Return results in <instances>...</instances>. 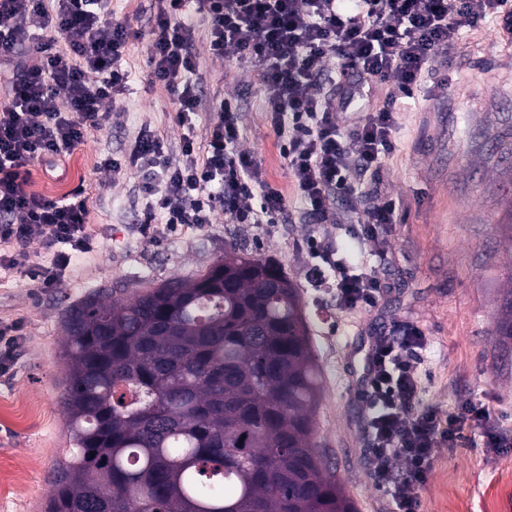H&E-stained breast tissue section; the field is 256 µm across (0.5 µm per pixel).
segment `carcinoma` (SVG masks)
Listing matches in <instances>:
<instances>
[{"instance_id": "carcinoma-1", "label": "carcinoma", "mask_w": 512, "mask_h": 512, "mask_svg": "<svg viewBox=\"0 0 512 512\" xmlns=\"http://www.w3.org/2000/svg\"><path fill=\"white\" fill-rule=\"evenodd\" d=\"M64 328L74 451L45 512H356L314 448L320 369L278 268L232 249Z\"/></svg>"}]
</instances>
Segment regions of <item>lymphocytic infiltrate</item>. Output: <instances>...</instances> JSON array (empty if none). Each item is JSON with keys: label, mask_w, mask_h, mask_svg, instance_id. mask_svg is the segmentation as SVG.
Returning a JSON list of instances; mask_svg holds the SVG:
<instances>
[{"label": "lymphocytic infiltrate", "mask_w": 512, "mask_h": 512, "mask_svg": "<svg viewBox=\"0 0 512 512\" xmlns=\"http://www.w3.org/2000/svg\"><path fill=\"white\" fill-rule=\"evenodd\" d=\"M111 0H0V269L28 268L39 287H53L78 255L89 253L88 209L68 197L30 188L32 167L71 154L88 129L112 122L109 102L128 87L126 47L136 33L111 18ZM493 21L512 37V0H158L147 32L146 76L172 96L180 123L206 104L194 81L203 57L251 64L264 90L270 126L309 223L307 252L317 272H330L342 311L376 307L389 284L363 259L339 252L334 231L347 219L333 201L350 202L352 234L371 244L380 262L391 254V199L369 195L365 175L381 185L382 160L395 148L400 101L412 97L438 60L454 59L460 32ZM388 85L381 106L365 119L339 126L364 86ZM238 106L219 104L205 138L185 134L172 161L162 135L139 133L113 170L135 171L145 207L140 229H199L223 213L229 224L269 229L284 223L285 198L268 185L256 159L241 150ZM349 213V214H350ZM38 234L49 265L28 267L24 245ZM427 341L405 325L371 337L358 388L368 406L370 475L394 512H419L417 488L428 480L435 454L468 441L470 423L482 426L487 456L512 445L472 403L442 417L417 409ZM403 468H396L395 460Z\"/></svg>", "instance_id": "lymphocytic-infiltrate-1"}]
</instances>
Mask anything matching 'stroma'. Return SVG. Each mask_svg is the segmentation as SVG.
Returning a JSON list of instances; mask_svg holds the SVG:
<instances>
[{
	"label": "stroma",
	"instance_id": "obj_1",
	"mask_svg": "<svg viewBox=\"0 0 512 512\" xmlns=\"http://www.w3.org/2000/svg\"><path fill=\"white\" fill-rule=\"evenodd\" d=\"M148 54L147 37L129 42L132 80L116 103L118 122L88 132L57 170L33 168V191L85 202L93 250L51 288L17 270L0 272V326L17 325L22 336L0 376V512H42L54 472L72 452L60 386L68 308L102 289L121 299L148 282L194 276L234 247L276 264L301 294L324 381L316 449L358 512L389 510L370 476L366 404L356 384L369 338L380 330L409 322L426 336L420 406L451 411L481 403L492 422L512 430V337L497 332L512 291V42L495 23L462 29L458 60L400 107L382 185L396 203L393 254L378 267L391 290L378 307L356 312L338 310L330 280L311 269L304 249L311 227L299 221L304 204L262 110L261 87L244 64L208 62L197 83L210 108L192 123L203 134L222 98H238L242 146L282 191L296 223L269 234L219 214L201 229L141 233L136 219L145 202L134 193V171L114 172L104 161L121 158L146 129L161 133L170 156L180 158L185 132L169 92L146 77ZM507 460L512 447L491 460L479 448H440L418 491L421 512H512Z\"/></svg>",
	"mask_w": 512,
	"mask_h": 512
}]
</instances>
